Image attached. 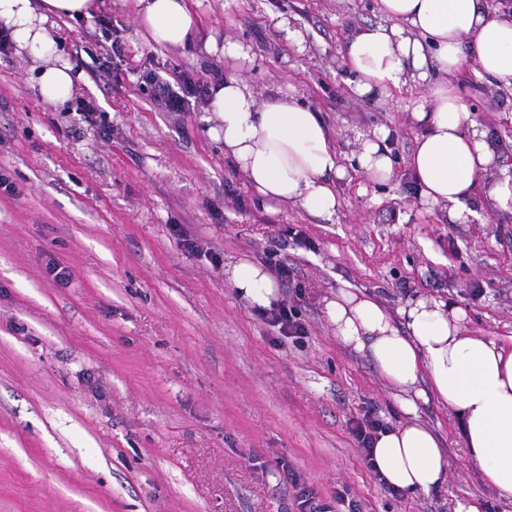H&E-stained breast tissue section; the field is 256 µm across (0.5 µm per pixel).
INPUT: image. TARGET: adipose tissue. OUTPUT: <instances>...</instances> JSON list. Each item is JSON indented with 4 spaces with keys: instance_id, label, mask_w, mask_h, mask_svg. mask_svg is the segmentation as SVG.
I'll return each instance as SVG.
<instances>
[{
    "instance_id": "ef3b65f1",
    "label": "adipose tissue",
    "mask_w": 512,
    "mask_h": 512,
    "mask_svg": "<svg viewBox=\"0 0 512 512\" xmlns=\"http://www.w3.org/2000/svg\"><path fill=\"white\" fill-rule=\"evenodd\" d=\"M380 22L354 29L342 50L360 99L389 105L416 91L410 115L418 129L408 167L421 203L440 207L449 223L479 220V200L512 214V162L490 145L453 78L471 67L481 78L512 88V12L492 0H375ZM97 0H0V24L17 50L39 60L32 80L41 97L68 100L83 74L57 53L47 24L88 17ZM145 40L163 48L184 46L198 17L190 0H133ZM232 72L210 89L214 123L224 156L267 204H295L313 216H332L337 181L347 176L332 129L289 83L260 93L246 76L258 65L249 45L211 42ZM388 127L360 136L355 171L385 183L393 176ZM227 280L248 307L276 301L278 286L262 265L240 259ZM324 308L342 345L364 353L395 390L403 422L381 433L373 466L405 496L439 489L448 476L444 445L418 416L419 403L436 400L458 421L469 463L498 498L512 502V336H473L465 311L440 298H414L398 312L345 283Z\"/></svg>"
}]
</instances>
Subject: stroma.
<instances>
[{"label": "stroma", "instance_id": "obj_1", "mask_svg": "<svg viewBox=\"0 0 512 512\" xmlns=\"http://www.w3.org/2000/svg\"><path fill=\"white\" fill-rule=\"evenodd\" d=\"M192 2L199 24L178 49L143 40L130 0L49 25L84 74L62 104L40 96L32 56L0 55V173L16 188L0 190V512H300L286 465L333 512L350 499L367 512H450L460 497L512 512L433 400L418 416L446 443L447 482L412 498L380 484L352 428L369 410L391 424L405 415L323 311L347 282L393 311L441 298L466 311L468 331L512 336V216L490 208L481 222L451 224L415 198L411 93L388 108L357 99L341 63L349 33L378 22L373 0ZM275 14L295 18L305 52L282 40ZM213 37L261 57L256 86H295L333 130L342 164L358 135L390 127L392 180L349 172L329 218L257 201L208 135L206 104L162 111L139 80L147 64L227 74ZM456 82L512 154V92L470 72ZM175 224L220 265L181 247ZM271 254L293 271L278 291L298 308L301 337L267 323L224 274ZM51 264L71 278L55 281Z\"/></svg>", "mask_w": 512, "mask_h": 512}]
</instances>
